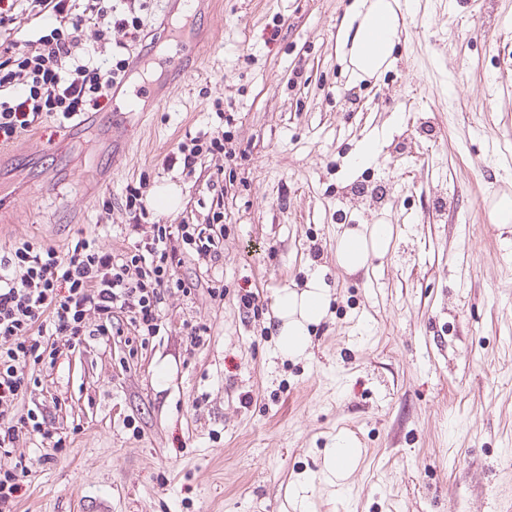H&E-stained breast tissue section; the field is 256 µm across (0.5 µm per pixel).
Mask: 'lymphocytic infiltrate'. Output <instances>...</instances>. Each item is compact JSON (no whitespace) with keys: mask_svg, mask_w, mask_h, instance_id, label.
<instances>
[{"mask_svg":"<svg viewBox=\"0 0 512 512\" xmlns=\"http://www.w3.org/2000/svg\"><path fill=\"white\" fill-rule=\"evenodd\" d=\"M36 20L46 23L41 49L28 54L19 50L18 36ZM88 26L98 35L91 50L82 41ZM140 27L138 16L116 17L112 0H12L0 11V143L97 109L129 67L128 60L112 56L113 29L134 40ZM223 154L224 133L216 130L205 137L185 135L175 157L192 170L203 158ZM146 188L143 178L124 188L128 231L136 238L130 250L117 252L99 238L81 237L64 251L23 240L0 256V406L14 405L40 367L54 364L62 348H75L87 336L125 329L155 335L166 297L195 288L177 275L188 250L205 263L219 260L223 211L214 212L207 227L188 222L173 233L168 225L147 222ZM31 436L46 441L50 456L66 444L30 409L0 429V457Z\"/></svg>","mask_w":512,"mask_h":512,"instance_id":"lymphocytic-infiltrate-1","label":"lymphocytic infiltrate"}]
</instances>
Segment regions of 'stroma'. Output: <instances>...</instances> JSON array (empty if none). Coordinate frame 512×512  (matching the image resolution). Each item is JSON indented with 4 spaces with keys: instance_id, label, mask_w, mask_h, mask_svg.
Masks as SVG:
<instances>
[{
    "instance_id": "stroma-1",
    "label": "stroma",
    "mask_w": 512,
    "mask_h": 512,
    "mask_svg": "<svg viewBox=\"0 0 512 512\" xmlns=\"http://www.w3.org/2000/svg\"><path fill=\"white\" fill-rule=\"evenodd\" d=\"M352 2L217 0L196 70L163 105L141 101L125 140L93 114L0 148V255L21 238L131 248L123 189L142 176L180 195L162 223H207L224 170L222 257L179 268L197 288L168 296L159 333L87 339L23 392L18 409L67 447L13 449L28 467L18 512H76L79 494L112 512H291L288 485L342 433L361 460L344 487L315 485L313 512L512 502V224L488 216L512 183V0H413L394 68L363 80L342 60ZM141 17V44L173 50L161 0ZM141 44L129 52L148 72L124 90L160 76ZM219 128L223 161L172 162L185 134ZM369 135L377 163L351 169ZM381 218L389 253L341 269L338 234ZM314 272L329 314L308 358H282L274 294ZM188 322L211 327L193 350Z\"/></svg>"
}]
</instances>
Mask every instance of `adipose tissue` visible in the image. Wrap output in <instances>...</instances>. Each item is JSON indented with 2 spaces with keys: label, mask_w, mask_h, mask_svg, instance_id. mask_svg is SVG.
I'll return each instance as SVG.
<instances>
[{
  "label": "adipose tissue",
  "mask_w": 512,
  "mask_h": 512,
  "mask_svg": "<svg viewBox=\"0 0 512 512\" xmlns=\"http://www.w3.org/2000/svg\"><path fill=\"white\" fill-rule=\"evenodd\" d=\"M398 0H354L350 22L356 28L344 32L349 46L348 61L357 78L374 77L389 70L402 33ZM393 239V226L385 220L344 228L336 238V262L354 273L367 266L371 258L385 256ZM331 291L321 274H310L302 287L278 289L272 303L277 320V349L282 357L309 356L312 348L310 329L327 315ZM361 450L349 435L336 438L325 449L317 474L301 475L289 486L294 512H312L310 494L316 482L337 485L356 468Z\"/></svg>",
  "instance_id": "1"
}]
</instances>
